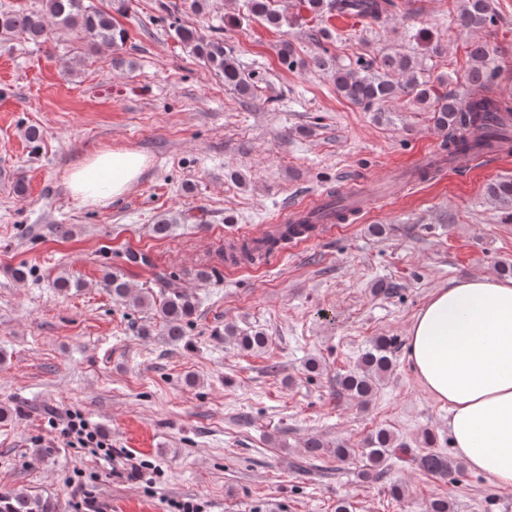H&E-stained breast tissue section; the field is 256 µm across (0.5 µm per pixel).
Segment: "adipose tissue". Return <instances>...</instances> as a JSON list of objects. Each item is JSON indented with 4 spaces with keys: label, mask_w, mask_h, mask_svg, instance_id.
I'll use <instances>...</instances> for the list:
<instances>
[{
    "label": "adipose tissue",
    "mask_w": 512,
    "mask_h": 512,
    "mask_svg": "<svg viewBox=\"0 0 512 512\" xmlns=\"http://www.w3.org/2000/svg\"><path fill=\"white\" fill-rule=\"evenodd\" d=\"M146 166L140 152L103 149L73 166L65 184L74 200L103 205L125 194ZM408 360L447 404L457 457L512 487V278L486 274L437 289L411 323Z\"/></svg>",
    "instance_id": "adipose-tissue-1"
}]
</instances>
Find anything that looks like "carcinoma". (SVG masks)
Here are the masks:
<instances>
[{
    "instance_id": "cac0c4a2",
    "label": "carcinoma",
    "mask_w": 512,
    "mask_h": 512,
    "mask_svg": "<svg viewBox=\"0 0 512 512\" xmlns=\"http://www.w3.org/2000/svg\"><path fill=\"white\" fill-rule=\"evenodd\" d=\"M278 0H245L246 11L264 21L270 27L280 28L290 23L288 15L277 8ZM305 10L315 16L349 15L367 22H377L396 7L395 0H302ZM54 19L60 29L76 31L96 45L114 47L126 39L124 29L117 26L112 15L98 10L90 0H45V9L24 11L0 9V42L16 37L40 41L47 32L46 17ZM462 28L479 32L496 24V14L489 0H463L459 12ZM179 40L191 52L204 59L224 77V84L243 94L250 86L242 77L236 58L224 50V42L208 40L197 31L175 26ZM281 60L289 69L308 64L321 71L333 73L336 91L346 99L375 112L385 111V103L408 92L413 99L433 113L434 125L447 132L445 143L448 155L472 153L477 156L512 150V100L492 91L496 78L493 57L483 42L471 46L472 66L467 73L469 94L458 98L451 93L439 94L430 85L418 63L407 55L384 53L379 56H360L355 67L332 65L322 56L310 61L297 58L292 48L285 44L280 51ZM400 75L404 80L398 81ZM489 194L503 202H512V179H502L489 185ZM346 205L342 198L333 194L320 211L316 223L326 224L346 219ZM189 219V216L162 215L153 226V232L165 237L172 225ZM295 230L287 224L273 233L260 238L245 240L235 247L240 260L253 264L256 260L274 252L282 241ZM161 298L151 293L134 292L121 272H108L103 278L104 288L116 301L137 309L147 308L161 319L160 331L172 341L184 336V323L193 315L195 303L183 292L181 278L175 273H161ZM224 340L246 352H259L266 348L268 336L262 331L242 332L236 326H224ZM395 341L378 337L361 354L356 369L337 379L341 392L367 404L379 389L380 383L393 366ZM406 444L387 428H379L365 440L364 464L361 475L374 481L383 475V464L390 453ZM419 469L432 475L448 477L462 473V464L435 452L427 451L417 458ZM0 512H57V504L51 497L32 496L22 491L0 494Z\"/></svg>"
}]
</instances>
